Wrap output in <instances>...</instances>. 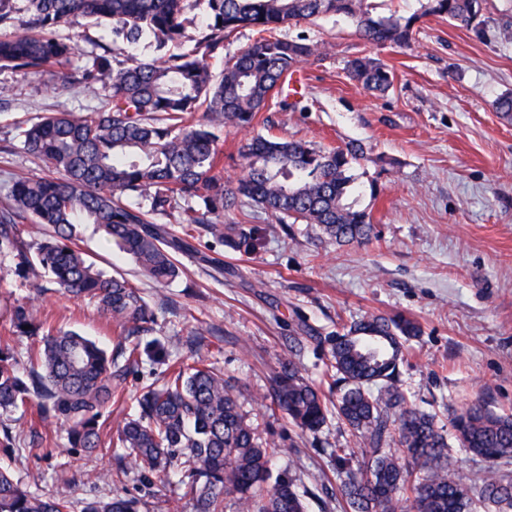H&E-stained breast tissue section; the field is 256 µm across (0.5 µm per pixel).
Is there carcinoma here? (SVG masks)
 <instances>
[{
  "label": "carcinoma",
  "instance_id": "1",
  "mask_svg": "<svg viewBox=\"0 0 512 512\" xmlns=\"http://www.w3.org/2000/svg\"><path fill=\"white\" fill-rule=\"evenodd\" d=\"M24 4L27 31L7 30ZM197 0H0V68L40 71L71 63L74 44L57 29L75 17L112 23L113 47L92 56L84 87L106 93L90 112H49L20 128L19 149L41 159V174L15 173L0 194V249L15 253L20 270L44 271L68 297L83 299L112 319L121 334L112 352L76 330L57 328L19 303L12 333L36 337L39 348L22 371L17 356L0 349V411L37 400L44 425H68L70 447L87 454L100 447L107 405L120 401L142 356L163 357L160 345L133 338L153 331L156 316L139 288L106 275L83 257L77 225L96 224L142 273L164 285L182 269L174 254L191 247L202 229L236 252L262 245L257 224H217L232 207H256L277 224H311L338 245L361 243L372 232L370 213L359 208L350 173L364 158L359 145L322 150L306 141L257 135L241 150L244 174L224 182L218 170L224 127L248 128L269 99L281 93L288 73L319 56V44L288 38L280 30L325 16L352 22L361 40L408 46L426 16L475 28L484 0H418L408 16H379L367 0H205L206 22L186 52L170 47L187 38L188 13ZM250 29L260 38L224 62L233 34ZM150 33L160 56L139 61L123 46ZM348 77L363 90L383 94L394 75L381 60L355 56ZM203 119L187 124L190 115ZM144 204L134 207L129 198ZM180 209L181 234L162 225ZM419 333L404 316H372L328 338L330 370L345 388L328 404L320 388L293 359L280 363L262 398H270L303 432L317 433L336 413L369 449L362 468L348 467L342 484L350 512H509L512 509V416L477 400L454 414L458 447L484 464L483 476L466 481L448 466V441L435 417L405 406L398 387L403 339ZM204 336L189 341L185 359L167 367L159 386L136 397L137 415L119 431L120 460H131L142 481L168 476L167 501L188 500L194 512H305L292 478L272 477L270 443L243 412L224 375L207 363ZM398 435L401 453L385 448ZM20 452L11 427H0V453ZM0 469V512H69L71 502L44 497ZM146 503L116 491L85 502L82 512H140Z\"/></svg>",
  "mask_w": 512,
  "mask_h": 512
}]
</instances>
